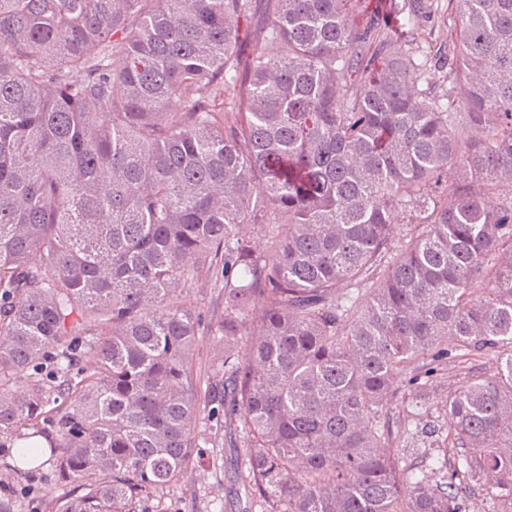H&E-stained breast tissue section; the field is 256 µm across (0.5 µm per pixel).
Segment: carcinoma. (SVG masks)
<instances>
[{
  "label": "carcinoma",
  "instance_id": "carcinoma-1",
  "mask_svg": "<svg viewBox=\"0 0 512 512\" xmlns=\"http://www.w3.org/2000/svg\"><path fill=\"white\" fill-rule=\"evenodd\" d=\"M448 2L438 89L426 0H0V457L50 512H138L226 382L264 512H512V0ZM183 300L196 308L205 323L214 322L224 314V293L222 288L199 286L182 294ZM28 486L31 490H28ZM17 488L21 491L19 512H49L50 504L63 497L68 490L57 479L50 464L32 476L19 478Z\"/></svg>",
  "mask_w": 512,
  "mask_h": 512
}]
</instances>
